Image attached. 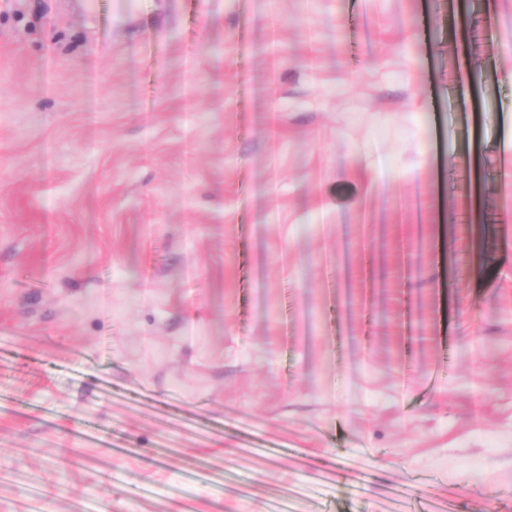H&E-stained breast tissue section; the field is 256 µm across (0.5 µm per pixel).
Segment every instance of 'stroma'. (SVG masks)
<instances>
[{
    "instance_id": "1",
    "label": "stroma",
    "mask_w": 512,
    "mask_h": 512,
    "mask_svg": "<svg viewBox=\"0 0 512 512\" xmlns=\"http://www.w3.org/2000/svg\"><path fill=\"white\" fill-rule=\"evenodd\" d=\"M510 120L512 0H0V512H512Z\"/></svg>"
}]
</instances>
